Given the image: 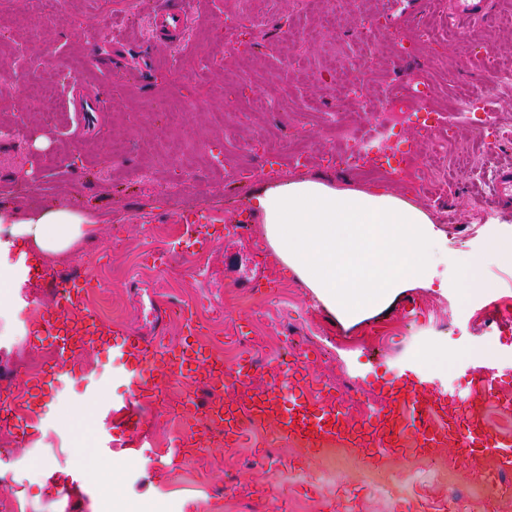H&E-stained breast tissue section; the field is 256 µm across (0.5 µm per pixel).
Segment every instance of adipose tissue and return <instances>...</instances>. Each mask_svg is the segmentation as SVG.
I'll use <instances>...</instances> for the list:
<instances>
[{"instance_id":"1","label":"adipose tissue","mask_w":512,"mask_h":512,"mask_svg":"<svg viewBox=\"0 0 512 512\" xmlns=\"http://www.w3.org/2000/svg\"><path fill=\"white\" fill-rule=\"evenodd\" d=\"M252 206L272 251L341 318L368 316L442 276L434 217L394 192L302 179L257 194ZM94 232L69 206L27 217L0 207L1 252L18 244L48 262Z\"/></svg>"}]
</instances>
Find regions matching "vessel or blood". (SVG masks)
<instances>
[{
    "label": "vessel or blood",
    "instance_id": "vessel-or-blood-1",
    "mask_svg": "<svg viewBox=\"0 0 512 512\" xmlns=\"http://www.w3.org/2000/svg\"><path fill=\"white\" fill-rule=\"evenodd\" d=\"M488 13V0H455L454 14L461 19H477ZM190 21L189 12L181 7H173L156 15L154 37L158 45L171 48L180 45L184 31ZM182 230L197 245L199 253H206L211 247L209 227L211 220L205 212L187 211L177 217ZM58 301L56 307L46 309L44 330L57 336V350L51 372L27 379L26 390L52 392L62 381L72 379L70 367L76 353L91 351L104 353L117 359H135L137 368L132 374L136 389L140 392L152 391L157 387L156 373L165 370L178 380L193 379L196 371L211 366L214 355L200 348L189 352L187 345H174L163 339H148L129 329H119L102 322L87 305V295L83 283L64 281L56 286ZM303 368L302 361H294L282 366L266 389L253 396L245 407L233 410L224 405L210 407L211 417L223 420L226 439H239L249 425L266 420L275 421L280 434L303 446L320 451L326 448L350 446L347 434L346 414L341 404H320L306 396L298 377ZM478 375L475 387L465 394L466 402H474L480 392H487L497 384L498 369L495 365L482 363L476 366ZM254 375L252 362H245L237 368H222L216 381L217 386L244 384ZM402 378L412 383L411 389L396 391L395 400L400 409L397 415L372 409L371 426L374 432L371 457H384L393 453L403 436H413L419 449L439 445V427L433 418V404L442 398L443 390L434 386L430 377L415 368L401 372ZM481 414H473L466 421L449 419L448 440L454 452L460 456H470L480 452L489 460L482 478L493 493L504 490L502 478L512 472V444L489 442L483 436Z\"/></svg>",
    "mask_w": 512,
    "mask_h": 512
}]
</instances>
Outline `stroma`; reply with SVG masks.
Wrapping results in <instances>:
<instances>
[{
	"label": "stroma",
	"mask_w": 512,
	"mask_h": 512,
	"mask_svg": "<svg viewBox=\"0 0 512 512\" xmlns=\"http://www.w3.org/2000/svg\"><path fill=\"white\" fill-rule=\"evenodd\" d=\"M296 2L191 0L184 44L167 50L155 47L152 20L171 0H62L51 14L40 0H10L0 11V206L34 215L68 204L98 226L95 237L33 272L10 312L0 315V373L14 386L24 388L52 364L55 341L40 316L55 302V282L76 278L94 282L88 300L106 322L168 342L181 337L173 304H196L205 343L227 364L247 358L257 367L250 382L224 392L229 401L244 402L266 385L290 335L319 352L304 389L334 385L360 424L368 406L386 402L399 369L415 366L452 387L485 345L493 348L502 388L512 391V322L499 315L512 308V264L485 263L468 292L455 264L482 255L492 241L512 240V206L489 201L496 171L512 168V149L504 147L512 141V94L490 95L469 119H451L461 146L471 144L485 113H496L498 126L483 167L457 176L445 209L431 211L450 258L442 287L406 290L377 313L346 321L273 253L261 217L243 234L228 229L239 213L251 214L255 194L291 180L365 187L357 173L326 161L336 148L326 114L344 85L330 54L356 61L354 81L379 98L417 76L430 78L442 98L459 84L482 88L490 83L479 64L485 51L512 67V26L501 21L512 13V0H492L486 18L467 22L433 0H368L367 10L387 19L368 39L357 13L344 11L340 26L326 30L319 15L298 16ZM430 16L439 44L412 50L410 36ZM33 73L53 78L50 106L31 97L25 78ZM278 87L288 109L242 107V99ZM173 95L185 110L172 134L189 147L168 159L155 150L153 117ZM92 97L100 111H83ZM271 146L277 159L267 154ZM186 208L217 218L205 254L176 228L175 215ZM485 214L494 223L482 222ZM160 250L169 258L158 268ZM268 273L272 286L251 292V281ZM410 305L417 320L404 316ZM431 350L446 352V360L425 363ZM133 368L88 352L72 370L105 377L100 403H84V384L73 382L52 399L18 397L14 419L0 425V505L8 512H103L111 495L95 472L115 457L124 462L122 498L155 501L158 512H341L351 490L356 512H407L411 504L430 512L427 498L458 499L467 512H485L490 490L476 463L449 462L444 450L432 458L407 450L374 463L347 448L306 450L264 423L233 446L214 435L172 457L202 422L186 410L187 394L201 405L212 398L199 379L163 382L142 399V428L153 448L142 457L112 412L133 396ZM107 431L115 447L109 456L99 451ZM73 471L81 473L84 492L68 499L48 476Z\"/></svg>",
	"instance_id": "obj_1"
}]
</instances>
